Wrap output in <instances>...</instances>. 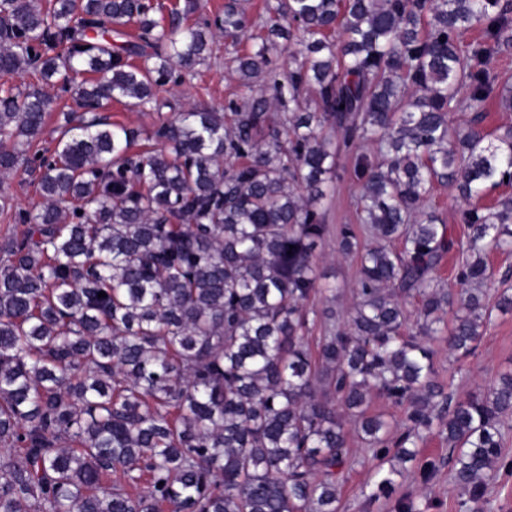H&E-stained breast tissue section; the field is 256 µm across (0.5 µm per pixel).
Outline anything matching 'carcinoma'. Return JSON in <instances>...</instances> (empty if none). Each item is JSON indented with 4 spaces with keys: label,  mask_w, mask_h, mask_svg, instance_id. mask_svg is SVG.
Returning a JSON list of instances; mask_svg holds the SVG:
<instances>
[{
    "label": "carcinoma",
    "mask_w": 512,
    "mask_h": 512,
    "mask_svg": "<svg viewBox=\"0 0 512 512\" xmlns=\"http://www.w3.org/2000/svg\"><path fill=\"white\" fill-rule=\"evenodd\" d=\"M0 0V177L37 175L43 199L0 245V512H339L352 458L374 470L367 498L389 499L395 467L429 482L448 443L465 512L512 475L504 418L512 373L463 400L440 381L426 341L472 354L494 310L486 250L512 249V198L477 204L512 182V128L487 133L472 105L506 97L488 63L512 37L501 0H241L201 14L189 0ZM479 28L483 36L463 44ZM256 48L235 58L245 95L224 109L159 115L157 146L112 123V102L160 110L155 88L183 84L207 37ZM296 67L282 72L271 55ZM73 95L46 156L34 149L53 98ZM354 159L362 243L339 251L360 277L345 316L307 302L320 204ZM455 187L467 239L427 198ZM461 252L454 296L434 276ZM106 296L98 297L99 292ZM414 300L416 329L404 333ZM451 311V325L442 314ZM312 320L322 335L310 341ZM402 413L368 412L372 396ZM117 479H112V476Z\"/></svg>",
    "instance_id": "cac0c4a2"
}]
</instances>
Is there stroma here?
I'll list each match as a JSON object with an SVG mask.
<instances>
[{"instance_id":"stroma-1","label":"stroma","mask_w":512,"mask_h":512,"mask_svg":"<svg viewBox=\"0 0 512 512\" xmlns=\"http://www.w3.org/2000/svg\"><path fill=\"white\" fill-rule=\"evenodd\" d=\"M250 47L246 40L238 46L228 47L223 36H216L213 53L205 63L186 74L181 86L160 87L159 97L169 100L176 113L191 106H223L225 101L243 92L232 58ZM337 163L339 176L330 184L327 197L321 204L329 232L314 251V261L321 275V291L311 296L309 303L318 309L329 305L339 310L349 308L359 278L356 259L342 255L337 247L341 226L359 223L355 211L358 185L352 176V159L342 155ZM431 346L436 353L441 381L455 398H466L472 391L491 384L500 373L512 371V313L496 314L475 354L467 358L457 360L449 357L444 341H432ZM368 478L367 471L358 466L347 472L341 487L340 512H395L396 499L366 501L362 488ZM399 497L414 500L420 512H460L458 503L465 494L454 483L450 466L445 465L426 485L411 476L401 479L396 498Z\"/></svg>"}]
</instances>
